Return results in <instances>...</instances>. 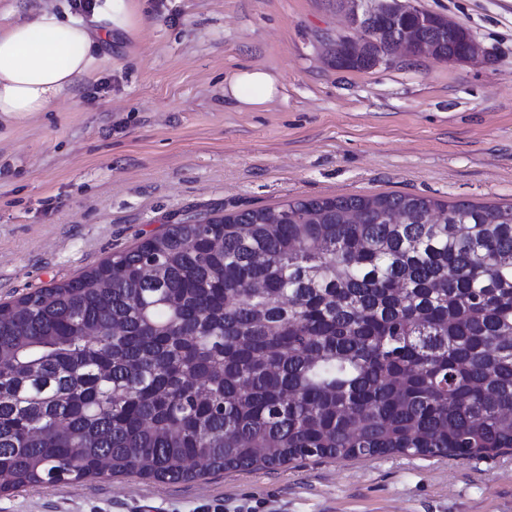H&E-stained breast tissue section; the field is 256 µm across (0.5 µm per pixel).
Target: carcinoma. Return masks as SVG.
Here are the masks:
<instances>
[{
    "mask_svg": "<svg viewBox=\"0 0 512 512\" xmlns=\"http://www.w3.org/2000/svg\"><path fill=\"white\" fill-rule=\"evenodd\" d=\"M420 39L442 60L472 50ZM348 43L336 67L366 69ZM509 449L512 205L380 194L201 216L0 303V493L189 481L194 460Z\"/></svg>",
    "mask_w": 512,
    "mask_h": 512,
    "instance_id": "1",
    "label": "carcinoma"
}]
</instances>
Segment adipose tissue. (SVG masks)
<instances>
[{"instance_id":"adipose-tissue-1","label":"adipose tissue","mask_w":512,"mask_h":512,"mask_svg":"<svg viewBox=\"0 0 512 512\" xmlns=\"http://www.w3.org/2000/svg\"><path fill=\"white\" fill-rule=\"evenodd\" d=\"M92 17L127 34L142 22L134 0H95ZM91 23L52 9L22 19L12 9L0 10V122L47 111L91 76L100 38ZM224 94L244 106H261L277 96L278 79L261 68H244L225 82Z\"/></svg>"}]
</instances>
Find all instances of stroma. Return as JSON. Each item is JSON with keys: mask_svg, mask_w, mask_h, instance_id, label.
I'll return each instance as SVG.
<instances>
[{"mask_svg": "<svg viewBox=\"0 0 512 512\" xmlns=\"http://www.w3.org/2000/svg\"><path fill=\"white\" fill-rule=\"evenodd\" d=\"M421 5L465 28L479 61L336 69V0H137L141 29L103 36L92 78L0 123V302L197 214L388 193L512 205V0ZM246 67L274 73L278 97L225 99ZM0 512H512V450L129 473L2 493Z\"/></svg>", "mask_w": 512, "mask_h": 512, "instance_id": "obj_1", "label": "stroma"}]
</instances>
